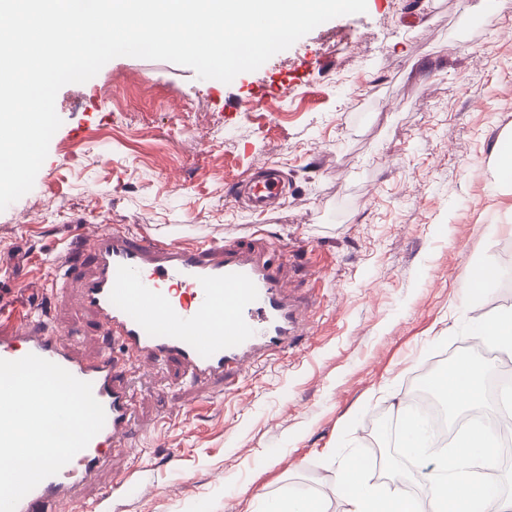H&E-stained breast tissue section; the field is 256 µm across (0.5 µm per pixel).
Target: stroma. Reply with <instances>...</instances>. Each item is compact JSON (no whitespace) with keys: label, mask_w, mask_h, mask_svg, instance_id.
Masks as SVG:
<instances>
[{"label":"stroma","mask_w":512,"mask_h":512,"mask_svg":"<svg viewBox=\"0 0 512 512\" xmlns=\"http://www.w3.org/2000/svg\"><path fill=\"white\" fill-rule=\"evenodd\" d=\"M511 90L512 0H367L228 84L121 56L62 87L34 187L0 212L1 309L41 304L94 354L97 318L45 278L81 229L121 225L266 247L313 321L288 354L202 388L177 360L114 353L136 416L76 512H259L303 486L346 512L334 476L354 457L389 482V459L369 460L415 375L503 362L470 332L512 308V193L490 172ZM262 164L288 181L272 213L228 193ZM482 261L497 279L464 295Z\"/></svg>","instance_id":"1"}]
</instances>
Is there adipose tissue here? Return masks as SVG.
<instances>
[{"label": "adipose tissue", "instance_id": "1", "mask_svg": "<svg viewBox=\"0 0 512 512\" xmlns=\"http://www.w3.org/2000/svg\"><path fill=\"white\" fill-rule=\"evenodd\" d=\"M486 371L485 363L462 358L436 375L433 384L451 394L452 406L467 408L481 402ZM499 444V437L480 424L459 430L440 464L428 472L422 496L400 484L388 493L368 484L355 459L337 473L335 488L345 494L348 512H512V492L502 489Z\"/></svg>", "mask_w": 512, "mask_h": 512}]
</instances>
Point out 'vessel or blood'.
Segmentation results:
<instances>
[{
  "mask_svg": "<svg viewBox=\"0 0 512 512\" xmlns=\"http://www.w3.org/2000/svg\"><path fill=\"white\" fill-rule=\"evenodd\" d=\"M282 182L278 171L258 168L246 178L243 196L253 209L271 210L282 197ZM81 244L89 265L76 270L63 256L49 276L51 287L79 281L77 305L96 314L107 336L118 337L136 357L177 359L197 381L248 371L295 347L311 328L307 306L292 298L264 250L135 238L120 226ZM40 321L36 313L13 312L9 330L0 333V358L33 353L90 382L106 419L87 447L25 495L16 512H70L77 488L95 477L112 448L124 444L133 403L113 375L111 352L79 356Z\"/></svg>",
  "mask_w": 512,
  "mask_h": 512,
  "instance_id": "b4317fda",
  "label": "vessel or blood"
}]
</instances>
